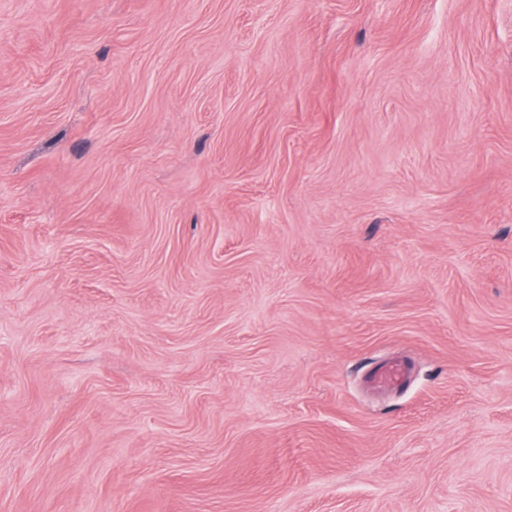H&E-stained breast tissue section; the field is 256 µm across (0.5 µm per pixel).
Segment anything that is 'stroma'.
Masks as SVG:
<instances>
[{"label":"stroma","mask_w":512,"mask_h":512,"mask_svg":"<svg viewBox=\"0 0 512 512\" xmlns=\"http://www.w3.org/2000/svg\"><path fill=\"white\" fill-rule=\"evenodd\" d=\"M0 512H512V0H0ZM407 373V367L400 361H393L376 372L372 381L377 387H392L400 384Z\"/></svg>","instance_id":"stroma-1"}]
</instances>
